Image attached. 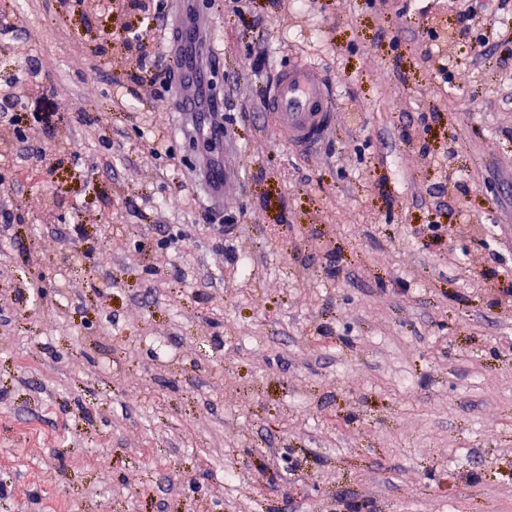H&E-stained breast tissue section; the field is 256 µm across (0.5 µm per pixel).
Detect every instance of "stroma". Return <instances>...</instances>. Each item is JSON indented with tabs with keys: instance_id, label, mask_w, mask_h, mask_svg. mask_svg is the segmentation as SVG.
Returning <instances> with one entry per match:
<instances>
[{
	"instance_id": "1",
	"label": "stroma",
	"mask_w": 512,
	"mask_h": 512,
	"mask_svg": "<svg viewBox=\"0 0 512 512\" xmlns=\"http://www.w3.org/2000/svg\"><path fill=\"white\" fill-rule=\"evenodd\" d=\"M466 5L184 0L239 148L210 211L126 47L166 63L172 10L0 0V86L54 126L0 128V512H512V0L481 59ZM300 59L312 155L264 107ZM277 137L297 152L320 147L335 128L334 91L324 69L300 61L277 68L266 93Z\"/></svg>"
}]
</instances>
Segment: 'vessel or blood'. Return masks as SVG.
Returning a JSON list of instances; mask_svg holds the SVG:
<instances>
[{"mask_svg": "<svg viewBox=\"0 0 512 512\" xmlns=\"http://www.w3.org/2000/svg\"><path fill=\"white\" fill-rule=\"evenodd\" d=\"M179 39L188 52L174 55L171 64L174 73L191 87L190 92L180 96V111L187 118L190 132L208 137L214 133L207 122L208 114L222 109L223 102L210 96L209 76L194 66L191 57L213 56L217 49L200 42L193 26L181 27ZM265 104L275 134L295 151L308 153L318 149L335 128L334 91L319 65L300 61L277 68L269 82Z\"/></svg>", "mask_w": 512, "mask_h": 512, "instance_id": "1", "label": "vessel or blood"}]
</instances>
